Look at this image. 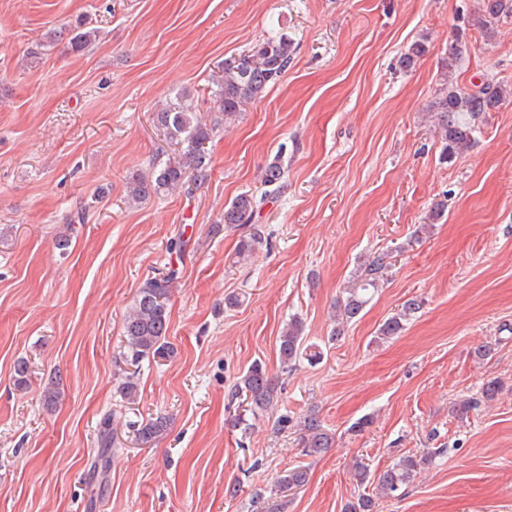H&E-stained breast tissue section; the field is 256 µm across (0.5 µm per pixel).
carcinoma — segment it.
Wrapping results in <instances>:
<instances>
[{"label":"carcinoma","instance_id":"carcinoma-1","mask_svg":"<svg viewBox=\"0 0 512 512\" xmlns=\"http://www.w3.org/2000/svg\"><path fill=\"white\" fill-rule=\"evenodd\" d=\"M512 19V0H481L473 18V25L485 34L495 32L497 25ZM68 45L75 52H81L93 45L99 38V31L79 20L67 28ZM295 47L287 35L269 37L255 44L248 51L218 66V72L211 77V100L218 118L206 124L198 116L194 93L184 90L165 102L153 115L154 124L175 144L181 146L177 161H153L145 170L133 173L127 182V199L139 203L153 196L159 197L190 183H201L208 179L211 160L206 143L216 133L219 125L232 120L243 112V107L264 98L292 63ZM428 52L425 43H413L403 55L401 64L408 68L418 58ZM466 52L465 44L457 37L448 46V57L444 59L442 83L438 96L431 105L441 130V160L449 162L474 146L473 133L476 121L482 114L497 109L512 91L504 85L484 80L465 89L450 80L453 72ZM288 177V167L282 158H276L265 170L262 183L266 187L261 195L241 193L224 207V223L234 226L255 223L257 213L271 195L281 192ZM384 269L383 259L377 258L368 263L348 290V296L336 310V321L340 327L334 335H341L342 325L357 318L366 306L370 291L378 288ZM176 280V270L146 279L139 288L134 303L123 321L124 357L126 362L137 366L145 359L156 356H171L175 353L167 341L170 328L171 292ZM421 308L416 299L407 300L401 310L384 321L379 329V339L388 340L400 335L407 323ZM279 360L288 368L301 359L314 363L321 359L323 352L316 343L308 342L304 336V324L298 317L291 318L283 328L278 343ZM13 383L16 389L25 390L30 384L27 362L18 360L13 367ZM503 390L497 379L484 383L479 394L461 400L459 411L467 414L482 403L494 400ZM139 393L137 375L125 376L120 387L121 396L136 401ZM276 385L266 367L253 363L234 385L233 396L241 398L250 407L252 415L259 416L273 404ZM111 418L103 421L99 433L93 469L105 472L109 469L112 456ZM168 427L166 417L149 418L136 425L135 434L148 442L162 437ZM300 441L307 455L324 453L332 447V437L325 432L320 421L306 415L300 421ZM428 458L414 455L400 457L382 474L374 476L368 465L358 462L353 470V479L359 486L369 485L375 495L363 493L357 501L344 506V512H373L374 497L389 498L401 487L409 484ZM308 482L306 468L296 466L285 470L278 477L280 489L301 488Z\"/></svg>","mask_w":512,"mask_h":512}]
</instances>
